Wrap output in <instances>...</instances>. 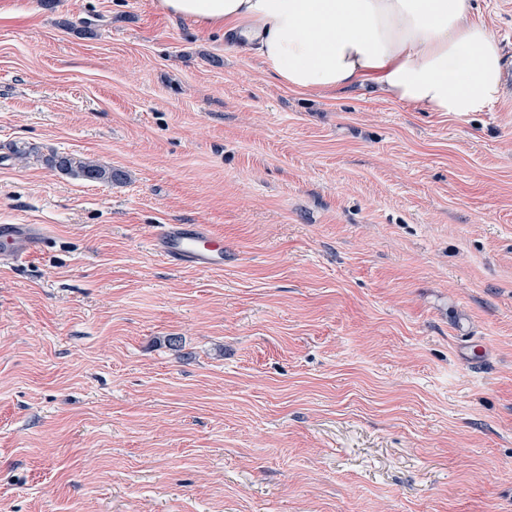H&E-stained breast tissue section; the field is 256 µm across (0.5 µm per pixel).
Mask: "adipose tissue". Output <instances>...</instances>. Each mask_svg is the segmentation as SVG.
<instances>
[{
  "mask_svg": "<svg viewBox=\"0 0 512 512\" xmlns=\"http://www.w3.org/2000/svg\"><path fill=\"white\" fill-rule=\"evenodd\" d=\"M166 11L230 33L297 91L371 84L432 112L499 102L503 50L473 21L472 0H160Z\"/></svg>",
  "mask_w": 512,
  "mask_h": 512,
  "instance_id": "ef3b65f1",
  "label": "adipose tissue"
}]
</instances>
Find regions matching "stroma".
<instances>
[{
	"label": "stroma",
	"instance_id": "stroma-1",
	"mask_svg": "<svg viewBox=\"0 0 512 512\" xmlns=\"http://www.w3.org/2000/svg\"><path fill=\"white\" fill-rule=\"evenodd\" d=\"M473 2L512 61V0ZM20 223L0 512H512V64L490 110L432 112L289 89L159 0H0ZM162 224L223 232V270ZM51 167L65 172H75L78 176L92 182H111L121 179L122 174L112 168L102 166L94 161L76 159L68 155H53L48 159ZM45 236L41 224H1L0 262L15 263L32 256ZM151 248L177 266L199 272L224 268V236L206 224H163Z\"/></svg>",
	"mask_w": 512,
	"mask_h": 512
}]
</instances>
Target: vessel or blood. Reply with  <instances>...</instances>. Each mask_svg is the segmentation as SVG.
<instances>
[{
  "label": "vessel or blood",
  "instance_id": "vessel-or-blood-1",
  "mask_svg": "<svg viewBox=\"0 0 512 512\" xmlns=\"http://www.w3.org/2000/svg\"><path fill=\"white\" fill-rule=\"evenodd\" d=\"M45 236L40 224H1L0 262L32 256ZM155 252L174 265L200 272L224 267V237L205 224H164L151 241Z\"/></svg>",
  "mask_w": 512,
  "mask_h": 512
}]
</instances>
